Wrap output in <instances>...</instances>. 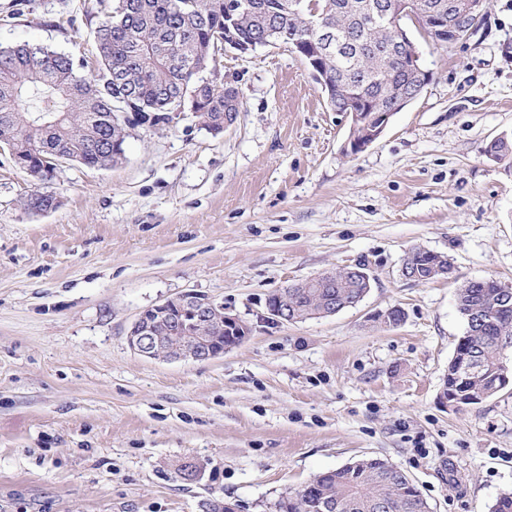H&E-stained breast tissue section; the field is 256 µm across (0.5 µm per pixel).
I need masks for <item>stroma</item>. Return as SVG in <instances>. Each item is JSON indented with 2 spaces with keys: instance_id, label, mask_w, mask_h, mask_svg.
<instances>
[{
  "instance_id": "35a3bbf8",
  "label": "stroma",
  "mask_w": 512,
  "mask_h": 512,
  "mask_svg": "<svg viewBox=\"0 0 512 512\" xmlns=\"http://www.w3.org/2000/svg\"><path fill=\"white\" fill-rule=\"evenodd\" d=\"M100 0H0V47L90 53ZM431 78L354 153L288 46L224 50L203 78L238 91L212 135L192 112L128 126L117 165L40 181L0 150V512H277L288 491L362 457L401 467L431 512H490L512 489V386L465 411L442 379L465 331L456 290L512 287V0L469 39L434 48ZM53 195L48 211L32 196ZM414 247L445 277L405 279ZM372 277L358 305L264 320L277 288L344 266ZM182 292L251 328L207 361L127 343L144 310ZM397 306L389 326L377 313Z\"/></svg>"
}]
</instances>
